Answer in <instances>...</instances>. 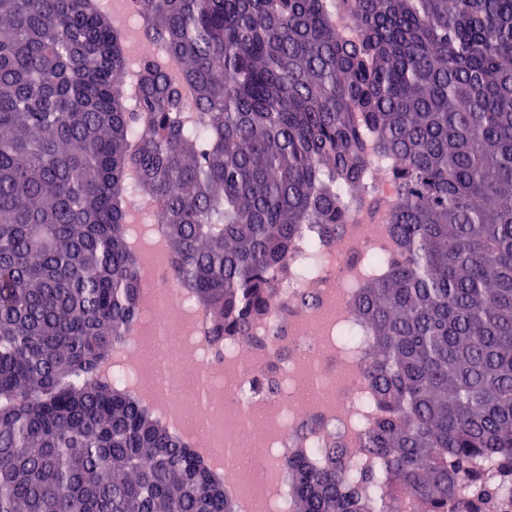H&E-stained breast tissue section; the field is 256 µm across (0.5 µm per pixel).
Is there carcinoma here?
Here are the masks:
<instances>
[{"label":"carcinoma","instance_id":"obj_1","mask_svg":"<svg viewBox=\"0 0 512 512\" xmlns=\"http://www.w3.org/2000/svg\"><path fill=\"white\" fill-rule=\"evenodd\" d=\"M137 0L192 87L130 57L100 0H0V512H235L224 482L100 377L140 312L134 195L217 338L274 306L303 224L336 235L372 155L407 205L363 288L381 419L349 459L288 461L298 512H497L512 481V0Z\"/></svg>","mask_w":512,"mask_h":512}]
</instances>
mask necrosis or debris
I'll use <instances>...</instances> for the list:
<instances>
[{
  "mask_svg": "<svg viewBox=\"0 0 512 512\" xmlns=\"http://www.w3.org/2000/svg\"><path fill=\"white\" fill-rule=\"evenodd\" d=\"M404 203L390 166L373 164L360 208L336 238L320 239L312 225L295 238L287 268L272 274L274 312L252 321L243 337L210 341L193 297L161 278L164 261L144 268L143 280L154 286L141 301L139 334L113 352L102 373L137 391L146 378L137 357L140 333L181 322L180 363L167 369V393L153 409L163 419L190 409L183 367L209 371L201 414L214 429L205 435L206 447L218 458L237 443L263 451L248 468L222 466L224 491L237 512H297L287 479L296 448L319 466L332 448L345 449L349 476L385 480L383 462L363 448L379 400L367 377L372 337L354 302L369 281L389 273L397 245L387 213Z\"/></svg>",
  "mask_w": 512,
  "mask_h": 512,
  "instance_id": "4bbe7bcc",
  "label": "necrosis or debris"
}]
</instances>
